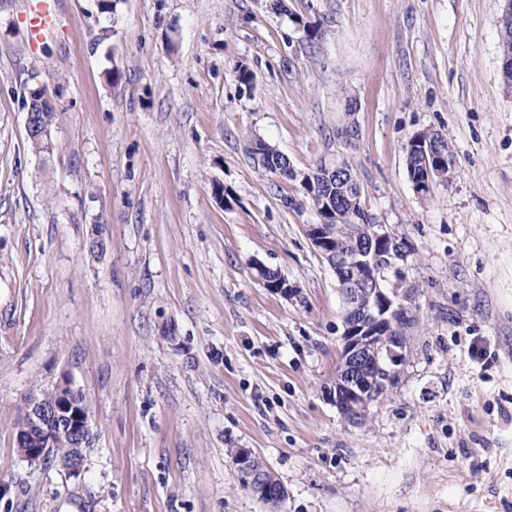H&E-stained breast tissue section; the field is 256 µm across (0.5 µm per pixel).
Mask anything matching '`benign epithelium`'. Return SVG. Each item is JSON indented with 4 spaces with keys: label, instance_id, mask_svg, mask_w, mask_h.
Returning a JSON list of instances; mask_svg holds the SVG:
<instances>
[{
    "label": "benign epithelium",
    "instance_id": "obj_1",
    "mask_svg": "<svg viewBox=\"0 0 512 512\" xmlns=\"http://www.w3.org/2000/svg\"><path fill=\"white\" fill-rule=\"evenodd\" d=\"M418 149L426 160V177L414 183V188L425 193L434 178L443 179L447 174L441 171L444 161L429 148L420 145ZM306 232L314 248L333 269L374 268L378 259L374 249L360 248L351 241L334 247L319 237L316 224L306 225ZM369 237L388 245V266L402 269L407 256L394 252L399 239L386 225H371ZM338 292L341 303L357 312L350 322L342 324L341 359L333 390L329 392L337 409L344 414L351 400L383 394L395 383L398 366L405 356L404 336L408 329L395 313L413 309L415 291L402 281L384 284L373 272L357 284L340 285ZM55 389L56 398L51 402L36 396L30 398L17 427V438L27 448L24 458L32 463L43 462L47 448L61 443L84 448L90 438V409L82 391L65 376L55 384ZM251 478L258 495L266 502L276 505L286 497L285 487L264 482L255 471L251 472Z\"/></svg>",
    "mask_w": 512,
    "mask_h": 512
}]
</instances>
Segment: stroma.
<instances>
[{
	"instance_id": "35a3bbf8",
	"label": "stroma",
	"mask_w": 512,
	"mask_h": 512,
	"mask_svg": "<svg viewBox=\"0 0 512 512\" xmlns=\"http://www.w3.org/2000/svg\"><path fill=\"white\" fill-rule=\"evenodd\" d=\"M100 2L58 0L33 47L21 0H0V512H512L505 0ZM34 73L54 91L47 153L26 131ZM426 130L454 163L420 194L408 142ZM255 137L298 170L344 157L410 250L406 358L357 422L328 394L341 300L316 212L286 205L302 189L251 158ZM64 375L90 407L77 476L16 443ZM239 448L282 502L240 485Z\"/></svg>"
}]
</instances>
